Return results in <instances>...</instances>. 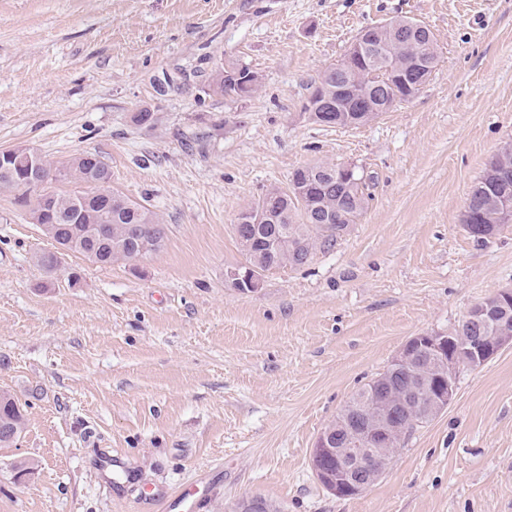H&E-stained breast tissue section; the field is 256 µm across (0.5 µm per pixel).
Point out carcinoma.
I'll use <instances>...</instances> for the list:
<instances>
[{
    "instance_id": "carcinoma-1",
    "label": "carcinoma",
    "mask_w": 512,
    "mask_h": 512,
    "mask_svg": "<svg viewBox=\"0 0 512 512\" xmlns=\"http://www.w3.org/2000/svg\"><path fill=\"white\" fill-rule=\"evenodd\" d=\"M418 55L437 61V45L383 42L373 60L359 65L353 72L352 90L343 95L339 94V89L344 87L346 79L339 65H331L311 85L303 109L313 117L337 103L344 110L355 112L358 97L354 91L363 92L378 82L383 84L387 98L397 97L403 103L411 90L399 77ZM257 87L256 73L237 64L220 68L210 84L216 94L237 97L252 94ZM45 166L52 173L48 180L70 185V189L61 191L42 188L43 196L57 205L64 206L78 195H89L102 188L86 171L79 155L61 168L49 162ZM336 168L338 165L329 162L297 168L291 173L287 187L266 191L246 208L258 222L251 230V247L242 249L245 255L242 269H247L249 264L265 274L287 267L299 269L308 265L316 253L335 248L369 203L363 182L348 192L324 181L322 172ZM26 179L23 168L11 174L0 172V188L18 193L19 201L31 207L34 199L25 188ZM505 196L512 197L511 143L491 159L470 191L463 223L471 229V237L484 239L504 223L500 204ZM86 220L89 224L109 225V236L98 246L93 260L100 266H109L118 259H136L133 255L135 238L149 244L147 254L150 255L162 247L167 235V225L156 212L115 190L112 191V212L107 215L93 212ZM62 256L64 253L59 251L43 252L37 262L51 276L61 267ZM425 378L430 379L432 392L437 386L455 388L458 371H446L440 364L427 360L416 363L411 371L386 368L354 393L336 420L326 427L331 432V447H351L353 430L377 414L395 415L404 437L433 420L438 412L417 409V395L409 393L410 386ZM25 428L26 419L19 404L10 395L0 393V446L16 442Z\"/></svg>"
}]
</instances>
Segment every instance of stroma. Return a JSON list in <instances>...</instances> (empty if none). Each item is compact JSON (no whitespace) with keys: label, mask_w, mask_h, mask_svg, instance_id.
Wrapping results in <instances>:
<instances>
[{"label":"stroma","mask_w":512,"mask_h":512,"mask_svg":"<svg viewBox=\"0 0 512 512\" xmlns=\"http://www.w3.org/2000/svg\"><path fill=\"white\" fill-rule=\"evenodd\" d=\"M396 17L435 36L428 82L368 124L314 123V80ZM230 63L256 92L210 91ZM510 142L512 0H0V151L97 153L167 226L147 257L71 253L50 280L36 257L53 242L0 190V392L26 416L0 447V512H157L135 501L146 487L201 512L252 495L282 512H512V344L460 367L452 403L360 495L336 497L310 463L409 339L512 289V223L481 241L463 224ZM320 162L364 174L357 223L308 266L228 288L238 213Z\"/></svg>","instance_id":"stroma-1"}]
</instances>
